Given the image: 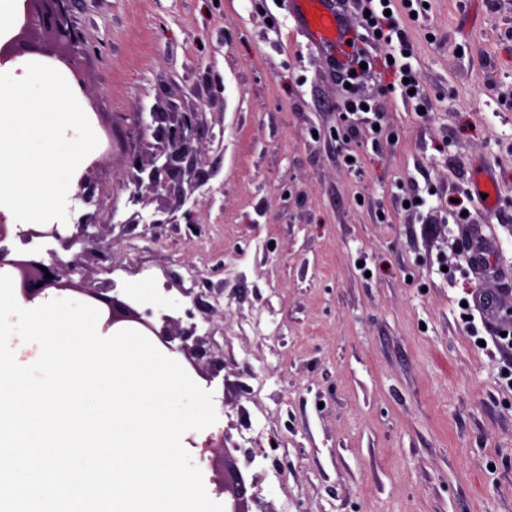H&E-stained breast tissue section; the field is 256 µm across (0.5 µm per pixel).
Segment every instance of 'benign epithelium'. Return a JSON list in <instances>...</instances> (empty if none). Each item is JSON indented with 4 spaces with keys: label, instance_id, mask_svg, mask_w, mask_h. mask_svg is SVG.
Wrapping results in <instances>:
<instances>
[{
    "label": "benign epithelium",
    "instance_id": "7a95c632",
    "mask_svg": "<svg viewBox=\"0 0 512 512\" xmlns=\"http://www.w3.org/2000/svg\"><path fill=\"white\" fill-rule=\"evenodd\" d=\"M70 0H21V10L16 16L18 33L5 43H0V66L27 54H42L55 60V65L67 70L78 87H84L79 61L72 52V46L78 41V35L69 16ZM198 112H153L152 122L156 128L147 124L143 113H137L135 124L136 136L146 137L148 130L158 140L147 162H142L140 155L134 154L129 159L130 167L136 170L131 183L135 189L129 199L133 203L142 200L140 194L144 180L159 189H168L169 180L184 171V163L196 156L193 142L198 139L200 129ZM147 177H142V173ZM95 225L91 216L80 218L79 232L63 236L56 224H30L23 230L17 224L6 222L0 213V274L11 276L17 296L26 303H32L40 297L47 296V291L76 292L85 295L89 302L101 312L103 330L107 331L121 321L137 323V329L145 336H154L168 350L174 349L184 353L192 360V365L208 354L204 342L195 337L196 327L183 329L179 321L171 316H162L163 325L156 328L148 320L151 311L140 314L127 303L109 292L115 285L106 282L101 287H90L84 280H75L74 276L82 274L84 262L82 255L71 252L79 241H89L95 245L96 260L106 262L112 259V242H105L98 234L87 232ZM28 240L53 239L60 245L61 252H52L46 257L41 252L9 248L5 243L16 237ZM180 340L176 347L171 345ZM218 492L228 494L224 499L225 512H248L243 502V478L232 466H224V479L217 486Z\"/></svg>",
    "mask_w": 512,
    "mask_h": 512
}]
</instances>
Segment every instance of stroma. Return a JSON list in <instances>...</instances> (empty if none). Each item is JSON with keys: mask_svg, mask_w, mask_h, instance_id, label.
<instances>
[{"mask_svg": "<svg viewBox=\"0 0 512 512\" xmlns=\"http://www.w3.org/2000/svg\"><path fill=\"white\" fill-rule=\"evenodd\" d=\"M69 14L99 144L63 227L111 225L110 264L74 247L85 282L204 339L190 376L218 420L193 440L232 449L191 452L206 490L229 458L249 510L512 512V346L497 342L512 331V0H395L430 110L375 90L379 131L340 112L334 56L286 0ZM173 106L203 115L199 187L184 202L145 187L131 206L136 115ZM470 224L494 242L490 270L469 265ZM481 297L493 311L466 310Z\"/></svg>", "mask_w": 512, "mask_h": 512, "instance_id": "1", "label": "stroma"}]
</instances>
